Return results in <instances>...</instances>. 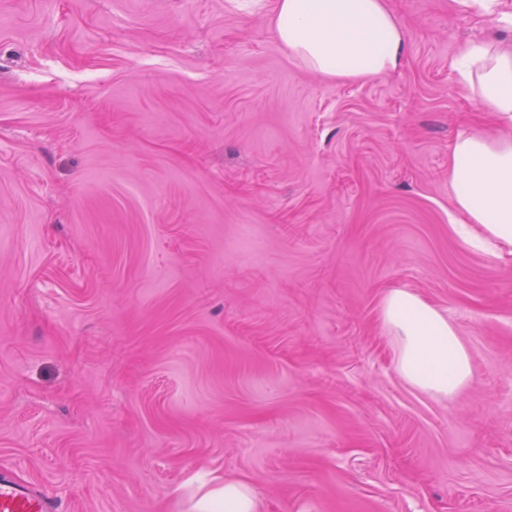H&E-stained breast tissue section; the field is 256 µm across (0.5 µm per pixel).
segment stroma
<instances>
[{
    "mask_svg": "<svg viewBox=\"0 0 512 512\" xmlns=\"http://www.w3.org/2000/svg\"><path fill=\"white\" fill-rule=\"evenodd\" d=\"M394 71L327 78L277 0H0V473L69 512H512V260L448 221L451 61L512 46L473 0H387ZM454 325L472 379L396 370L384 295ZM192 512H260L258 497L243 480L209 474Z\"/></svg>",
    "mask_w": 512,
    "mask_h": 512,
    "instance_id": "35a3bbf8",
    "label": "stroma"
}]
</instances>
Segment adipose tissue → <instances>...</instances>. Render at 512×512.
<instances>
[{
	"label": "adipose tissue",
	"instance_id": "ef3b65f1",
	"mask_svg": "<svg viewBox=\"0 0 512 512\" xmlns=\"http://www.w3.org/2000/svg\"><path fill=\"white\" fill-rule=\"evenodd\" d=\"M273 29L303 66L328 78L362 80L394 70L406 51L405 32L386 0H278ZM452 67L493 113L500 131L463 135L448 166V193L475 241L512 255V51L468 45ZM381 316L398 341L397 371L411 386L450 397L471 377L469 354L446 315L404 289L383 298ZM192 512H259L243 480L210 475Z\"/></svg>",
	"mask_w": 512,
	"mask_h": 512
}]
</instances>
